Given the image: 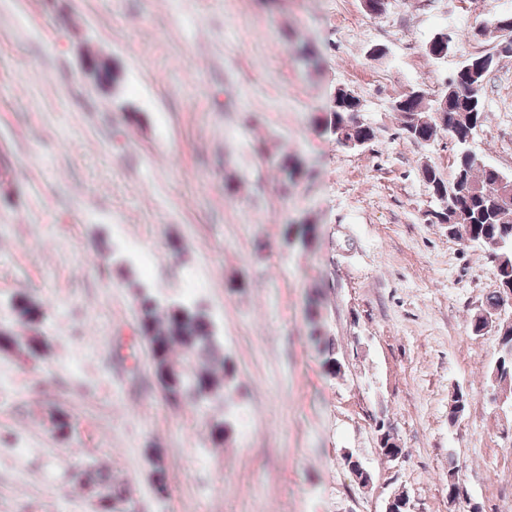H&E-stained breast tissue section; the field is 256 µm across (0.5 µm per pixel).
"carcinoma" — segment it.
Listing matches in <instances>:
<instances>
[{"label": "carcinoma", "instance_id": "cac0c4a2", "mask_svg": "<svg viewBox=\"0 0 512 512\" xmlns=\"http://www.w3.org/2000/svg\"><path fill=\"white\" fill-rule=\"evenodd\" d=\"M505 57H512V50L474 55L462 62L439 95V101L446 102L444 107L426 105L427 93L422 89L392 104L408 138L427 143L445 131L461 147L449 178L431 165L425 167L424 178L432 197L442 204L441 223L448 225V236L475 244L497 261L499 288L485 297L471 318V331L476 336L482 335L486 317L500 306L506 289H512V194L502 196L503 184L512 186V175L479 164L466 148L485 120L480 90ZM345 113L346 109L335 100L326 118V128L338 140L349 135ZM273 164L285 186L304 175L303 163L294 154H282L273 159ZM139 308V327L151 350L154 381L167 404L179 407L180 398L188 393L194 394L196 403L224 398L230 372L208 313L187 303L163 306L149 293L140 296ZM12 310L16 322L28 327L31 334L19 336L12 327L1 324L0 352L29 358L42 356L48 348V338L40 331L44 319L42 303L22 294ZM497 339L504 341L506 347L490 366V376L503 392L512 395V351L507 349L512 344V324H499ZM152 482L156 496L165 498L166 476L158 454ZM83 490L86 496L97 500L99 512H124L127 491L106 473L90 469Z\"/></svg>", "mask_w": 512, "mask_h": 512}]
</instances>
